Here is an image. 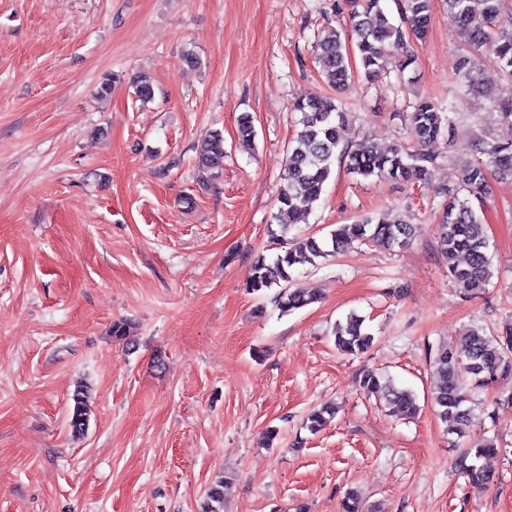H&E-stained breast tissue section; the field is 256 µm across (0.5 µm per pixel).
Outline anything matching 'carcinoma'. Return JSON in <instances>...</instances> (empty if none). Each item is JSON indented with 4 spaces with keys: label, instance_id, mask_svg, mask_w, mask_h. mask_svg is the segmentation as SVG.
I'll list each match as a JSON object with an SVG mask.
<instances>
[{
    "label": "carcinoma",
    "instance_id": "1",
    "mask_svg": "<svg viewBox=\"0 0 512 512\" xmlns=\"http://www.w3.org/2000/svg\"><path fill=\"white\" fill-rule=\"evenodd\" d=\"M503 3L504 0H445L448 11L457 19L463 47L455 63L458 77L476 94L493 100L500 109L501 120L512 123V102L492 99L484 68L476 61V56L483 55L500 76L512 80V24L500 20ZM348 4L351 40L367 79L385 71L392 53L403 50L413 39L423 40L428 34L431 0H402L397 23L385 10L384 0H348ZM313 56L331 87L343 89L353 79L349 49L339 34L317 41ZM293 111L299 114L300 130L288 151L277 194V211L272 215V223L277 226L272 235L283 244V250L271 261L264 256L258 258L250 283L254 292L278 287L275 303L283 315L316 301L313 295L288 287L297 266H314L317 260L340 252L356 241L372 242L385 249L403 247L420 230L419 225L399 217L386 220L366 216L352 224L338 225L325 238L288 237L294 225L307 214L308 206L320 200L336 160L344 161L346 170L354 176L425 185L438 167L437 156L425 151V147L442 136H455V125L443 106L427 97L416 102L409 115L415 142L413 150L398 145L381 151L368 140L342 144L347 114L329 95L315 94L299 100L293 104ZM237 134L245 143L255 140L250 113L239 116ZM468 148L476 158L456 170L452 185L441 188L445 199L437 216V240L456 290L464 295H477L489 284L492 265L487 227L472 201L481 203L488 195L489 171L512 176V142L500 143L473 132ZM195 152L199 172L210 179L223 174L221 132L216 130L202 139ZM460 257L464 262H458ZM363 323L362 317L352 313L346 325L336 326V346L341 351L354 355L370 349L374 337L364 329ZM433 366L438 374L433 393L437 416L448 426L450 443L457 445L468 440L460 459L468 482L486 486L492 475L478 461L495 454L498 448L490 439H469L468 389L485 387L500 375L512 374V323L496 335L481 327L469 330L457 345L439 348L433 356ZM358 384L365 394L382 402L394 417H413L419 411L412 391L389 384L373 370H363ZM91 414L88 392L80 387L74 391L68 410V426L74 436L87 433ZM334 415L335 409L325 406L307 417L305 428L316 434ZM203 512H224V481L218 480L208 487Z\"/></svg>",
    "mask_w": 512,
    "mask_h": 512
}]
</instances>
